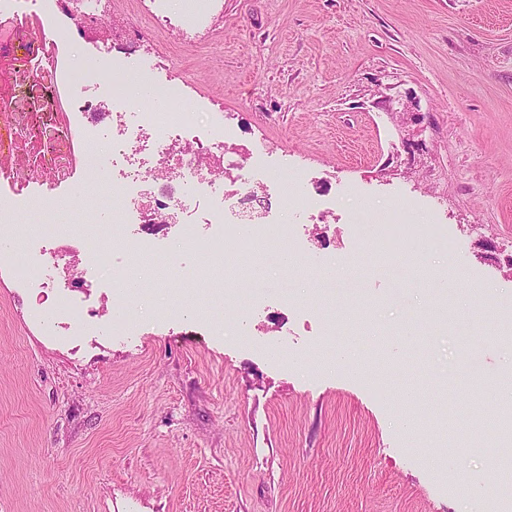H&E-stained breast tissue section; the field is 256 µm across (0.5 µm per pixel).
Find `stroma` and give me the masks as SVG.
Returning <instances> with one entry per match:
<instances>
[{
	"label": "stroma",
	"instance_id": "35a3bbf8",
	"mask_svg": "<svg viewBox=\"0 0 512 512\" xmlns=\"http://www.w3.org/2000/svg\"><path fill=\"white\" fill-rule=\"evenodd\" d=\"M154 47L290 182L330 184L336 221L306 225L292 302L276 268L255 278L246 334L160 312L186 294L175 246L122 336L111 289L0 264V512H471L462 476L501 479L446 421L498 422L512 393V0H219L192 48ZM398 208L456 242L414 280L374 271L349 220ZM43 295L80 321L35 323Z\"/></svg>",
	"mask_w": 512,
	"mask_h": 512
}]
</instances>
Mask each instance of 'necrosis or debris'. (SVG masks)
<instances>
[{
    "mask_svg": "<svg viewBox=\"0 0 512 512\" xmlns=\"http://www.w3.org/2000/svg\"><path fill=\"white\" fill-rule=\"evenodd\" d=\"M150 2L154 31L174 27L191 33L207 24L214 0H198V10L190 15L168 11V0ZM110 10L109 0H0V90L14 97L27 94L23 76L41 65L51 81L72 89L48 147L35 138L22 139L12 121L0 122V176L13 182L11 194L0 195V237L32 243L77 237L97 271L106 266L113 246L124 247L123 265L112 278L117 319L112 331L117 334L128 318L132 272L150 253L151 243L139 236L138 226L151 225L158 233L177 227L178 246L196 260L198 283L212 286L214 273L223 271L224 325L243 329L260 310L262 296L239 301L235 280L295 255L297 231L287 223L288 213L303 211L319 219L330 207L328 195L312 200L287 190V158L240 143L220 113L190 97L176 79L162 77V64L139 52L143 34H132L122 44L98 42L86 67L59 63L60 52L70 44L69 25L82 20L110 25ZM136 84L165 103V111L143 108L132 91ZM104 98L112 117L106 134L84 122ZM76 141L88 158L83 181L95 188L86 222L56 223L38 234L15 223L17 211L33 201L27 184L57 186L67 158L64 147ZM102 155L112 161L106 180L95 165ZM358 232L382 267L405 271L426 249L446 241L439 226H411L404 210L394 211L390 223L359 225Z\"/></svg>",
    "mask_w": 512,
    "mask_h": 512,
    "instance_id": "necrosis-or-debris-1",
    "label": "necrosis or debris"
}]
</instances>
